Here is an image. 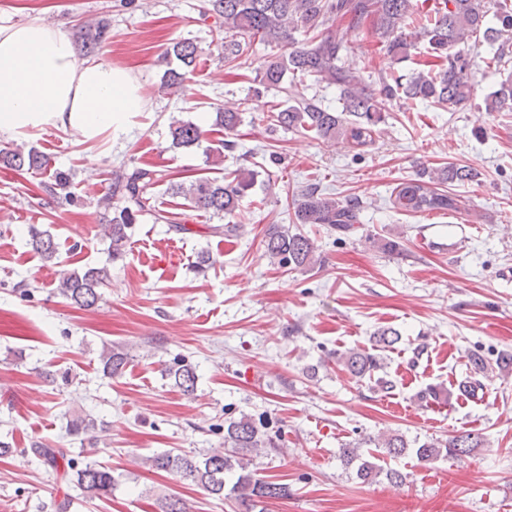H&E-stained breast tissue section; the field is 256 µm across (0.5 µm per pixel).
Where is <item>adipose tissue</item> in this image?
I'll return each instance as SVG.
<instances>
[{
    "mask_svg": "<svg viewBox=\"0 0 512 512\" xmlns=\"http://www.w3.org/2000/svg\"><path fill=\"white\" fill-rule=\"evenodd\" d=\"M145 107L130 71L78 59L71 40L40 21L0 25V132L33 137L45 126L89 141L124 134Z\"/></svg>",
    "mask_w": 512,
    "mask_h": 512,
    "instance_id": "obj_1",
    "label": "adipose tissue"
}]
</instances>
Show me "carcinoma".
<instances>
[{
	"instance_id": "obj_1",
	"label": "carcinoma",
	"mask_w": 512,
	"mask_h": 512,
	"mask_svg": "<svg viewBox=\"0 0 512 512\" xmlns=\"http://www.w3.org/2000/svg\"><path fill=\"white\" fill-rule=\"evenodd\" d=\"M204 14L218 19L224 32L221 42L224 65L237 70L246 64V56L254 41L279 45L282 52L269 60L257 81L265 89L280 93L282 101L271 111L270 122L284 130L312 131L323 140L343 137L356 148L375 142L386 122L393 102L406 105L461 107L471 100L474 83L471 74V51L483 41L499 44L487 66L495 70L508 64L504 46L512 42V0H208ZM348 21L339 28L336 22ZM418 25L411 26V21ZM370 22L388 59V69L407 61L412 51L423 44L426 61L416 75L407 80H388L379 77V88H373L360 76L358 69L345 58L347 36ZM111 22L102 18L84 27L82 50L86 55L98 52L109 38ZM303 39H298V36ZM198 57L197 45L188 38L176 40L165 52L166 62H179L177 67L164 71L163 87L177 90L193 74ZM309 78L316 83L335 86L340 93L341 109L325 107L313 99L294 104L292 87L296 79ZM488 112H512V78L484 100ZM244 103L226 106L216 112L215 126L224 131L221 147L234 149L235 135L242 122ZM174 147L202 146L204 133L189 121L174 120L169 125ZM0 167L10 170L39 171L43 168L41 155L35 150L0 149ZM259 172L239 168L232 180L197 175L185 180L166 179L160 171L137 167L131 171L112 172V189L99 200V205L112 212L103 225V235L109 239V259H121L127 252L128 230L139 216L151 210V189L167 182L166 191L184 200L190 211L205 210L215 215H232L241 210L247 192L257 181ZM479 181V173L469 166L448 164L424 168L418 176L406 179L392 192L393 207L410 213L452 211L456 199L448 186ZM69 185V176L55 171L46 182L47 190L57 195ZM295 223L322 224L338 233H349L361 223L363 202L358 198L335 199L307 187L293 195ZM30 245L45 265L59 264V252L54 237L35 225L28 229ZM377 248L391 256H400L404 245L399 238H379ZM265 255L287 270L310 266L318 261L314 240L302 230L289 231L272 224L264 240ZM110 283L107 267H87L68 271L60 277L57 294L83 309L95 307L102 299V289ZM401 333L391 327L373 334L381 350L394 348ZM129 360L122 348H110L100 356V368L108 377L123 373ZM336 361L351 377L363 381L384 368L383 359L366 350L348 349L336 353ZM470 372L474 378L459 383V390L475 395L482 386L479 377L488 378L494 372L508 373L512 368V353L503 352L489 361L478 352L468 354ZM184 394L196 390L195 368L183 359H175L163 368ZM69 433L84 440L100 441L107 432L104 421L93 416L78 417L68 423ZM279 434L269 428L265 417L258 419L242 413L224 426V445L198 455L157 453L143 458V463L156 471L172 474L179 480L200 487L218 499H231L244 507V512H265V504L286 499L291 495L288 485L271 481L258 473L254 461L278 447ZM368 444L381 448L391 458H401L409 450L423 462L442 457L460 459L474 449L482 448L486 438L479 432H464L445 441L431 439L411 447L407 439L396 433L363 438L339 451L343 466L353 470L363 483L383 475L394 486L405 484L407 475L396 468H382L373 455L361 452ZM31 451L49 468L59 469L73 477L77 486L89 497L112 492L115 478L112 470L96 461L77 462L67 448H51L41 442ZM234 473L236 482L226 487L225 475Z\"/></svg>"
}]
</instances>
